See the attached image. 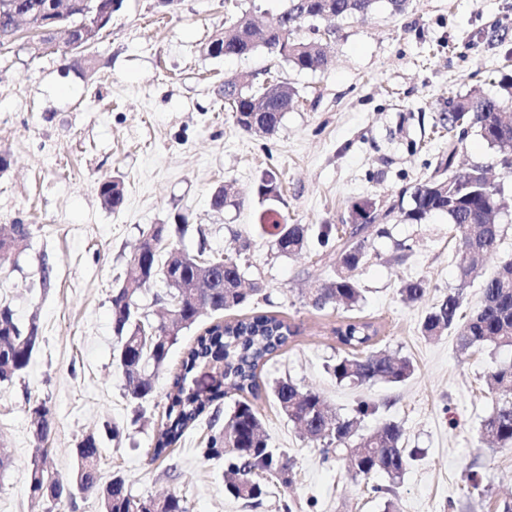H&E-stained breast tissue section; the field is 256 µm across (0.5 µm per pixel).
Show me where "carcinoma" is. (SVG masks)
Listing matches in <instances>:
<instances>
[{
    "label": "carcinoma",
    "mask_w": 512,
    "mask_h": 512,
    "mask_svg": "<svg viewBox=\"0 0 512 512\" xmlns=\"http://www.w3.org/2000/svg\"><path fill=\"white\" fill-rule=\"evenodd\" d=\"M46 0H0V31L14 25V14L41 6ZM380 0H287L280 12V26L266 32L254 29L252 10H240L224 22V31L214 36L207 46L208 55L218 58L243 57L258 50L283 59L299 71H316L324 63V47L320 41L304 38L294 20L304 16L311 21L331 25L371 12ZM230 111L237 126L246 132L272 133L281 125L293 107L297 91L288 82L273 80L257 84L246 76L242 82L224 84ZM442 127L452 132L460 121L477 128L481 138L504 156L512 157V113L503 112L502 102L478 89L464 97L448 101V111L441 113ZM259 198L271 203L280 200V184L275 172L267 171L256 186ZM502 188L490 182L486 169L474 165L460 174L438 175L415 188L410 208L392 205L384 212L373 203L357 206L363 222L354 225L348 236L339 234L333 224L318 228L320 245L336 252L334 276L312 292L306 305L323 310L340 302L353 310L363 299L355 272L367 258L366 226L384 223L391 214H400L408 224H422L433 216L448 219L453 238L461 244L456 249L457 266L462 279L477 272L478 259L496 252L500 241ZM99 195L106 208L119 211L125 201L122 179L114 176L99 185ZM238 202L227 185L216 188L210 206L222 211ZM263 223L274 237L273 246L280 256L302 252L310 231L306 224H290L278 210L266 211ZM249 249L243 240L233 254L213 255L203 261H182L184 252L169 243H157L149 255L150 264L161 270L167 264L178 266V278L191 286L209 273L206 287L200 289L202 305L190 302L181 288H168L159 301L173 313L169 326L152 324L139 312V299L149 286L144 279L126 280L112 291V324L117 339L114 357L125 378V397L142 407L153 398L152 375L167 367L172 348L179 343L185 329L198 324L206 315L215 321L205 327L182 352L181 363L166 395L165 420L158 426L150 460L167 457L183 435L195 428L208 414L210 434L201 456L207 461H224V488L232 497L259 505L267 494V484L278 482L289 488L293 484L294 465L288 454L269 446L259 409L246 398L256 395L257 370L288 345L297 329L267 313L236 318L224 322L221 316L243 306L261 289L243 287L246 281L241 255ZM427 289L422 278L410 279L400 288L407 302H418ZM461 294L450 292L434 306L421 324V334L428 340H439L449 330L458 328L457 347L461 351L479 350L486 346L512 347V261L501 263L483 286V303L479 309L463 315ZM336 341L347 349L336 357L328 370L339 382L366 385L382 381L399 383L414 372L413 363L385 350H372L377 329L370 322H347L335 330ZM38 326L20 328L11 310L0 307V383H10L29 364L37 346ZM206 363L223 365V383L202 394L191 390L189 379ZM491 404L482 420V434L501 447H512V360L499 364L486 378ZM271 394L278 410L305 440L322 447L324 460L346 462L359 476L369 478L382 474L389 485L374 486L372 491L387 496L386 512H400L397 501L390 497L403 477L414 451L404 448L403 428L396 422H385L371 435L358 433L361 420L375 415L378 406L361 400L353 415L343 417L317 391L305 389L285 377L275 381ZM237 395L232 411L221 414L220 405L227 396ZM28 416L36 441V459L28 474L27 493L35 501L57 505L73 501L63 481L79 486L83 494H93L102 512H189L186 500L177 495L138 497L127 480L114 475L102 480L99 469L100 447L96 435L81 439L74 449L75 466L65 480L45 464L48 450L41 442L51 428V411L46 402L26 398Z\"/></svg>",
    "instance_id": "1"
}]
</instances>
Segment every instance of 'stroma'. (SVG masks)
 <instances>
[{
    "label": "stroma",
    "instance_id": "obj_1",
    "mask_svg": "<svg viewBox=\"0 0 512 512\" xmlns=\"http://www.w3.org/2000/svg\"><path fill=\"white\" fill-rule=\"evenodd\" d=\"M252 4L263 24L284 7L283 0H179L165 14L156 0H124L91 48L92 72L70 67L56 50L35 57L19 42L0 49V155L8 159L0 169V227L31 229L25 246L0 263V305L19 325L36 321L42 336L28 367L0 384V445L12 458L0 475V512H42L26 489L35 448L30 396L52 410L45 445L64 478L74 448L94 433L103 479L124 476L139 496H182L189 512H283L287 504L293 512H384V496L323 461L319 446L281 415L270 387L285 377L320 392L344 416L359 400L376 403L363 433L389 420L403 427L405 448L420 451L395 488L403 512H498L512 498V448L489 445L481 433L485 378L512 351L489 346L463 354L456 331L438 341L420 332L448 292H460L464 312L476 309L485 279L512 256V171L477 130L460 141L437 128L449 100L473 87L501 97V80L512 74V0H409L399 13L379 0L367 16L336 23L328 62L313 72L263 51L230 60L207 54L227 16ZM496 27L507 30L505 42L489 41ZM245 72L297 91L273 134L240 129L224 106V81ZM450 153L455 167H487L504 187L501 243L478 275L461 279L446 218L407 224L393 216L388 236L367 231V260L356 273L360 307L307 306L306 295L332 276L336 261L313 238L302 255H276L271 236L258 228L266 205L254 187L263 172L280 177L277 208L289 223L347 228L356 203L386 210L434 176ZM113 175L125 185L117 213L98 194L100 180ZM224 183L234 185L240 204L218 214L209 198ZM156 224L186 225L172 240L192 255L231 252L248 239L246 277L262 293L225 320L266 312L298 329L260 367L257 401L270 446L294 462V483L269 486L256 508L225 493L223 462L202 458L207 424L186 432L168 457L148 456L163 395L198 328L183 331L156 379L158 398L138 412L124 395L113 357L112 291L127 278L143 231ZM400 241L410 246L402 256ZM418 277L429 282L428 293L402 301L401 285ZM352 320L373 323L379 348L410 359L413 375L398 384H337L326 369L342 353L334 330ZM112 424L123 430L121 443L105 435ZM473 466L489 487L485 495L470 491Z\"/></svg>",
    "mask_w": 512,
    "mask_h": 512
}]
</instances>
